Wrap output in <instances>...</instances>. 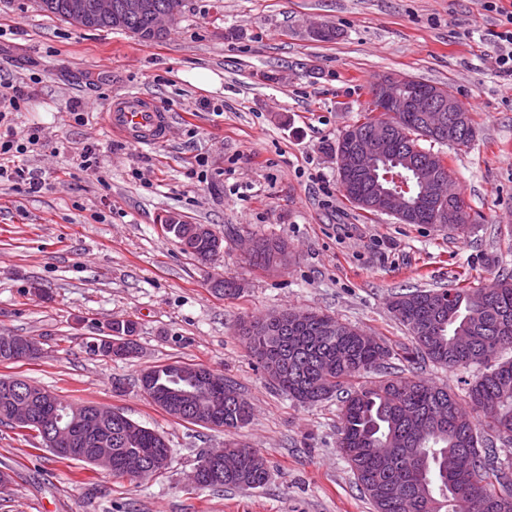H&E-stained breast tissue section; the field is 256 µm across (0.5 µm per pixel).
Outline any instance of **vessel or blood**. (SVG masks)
Here are the masks:
<instances>
[{"label": "vessel or blood", "mask_w": 512, "mask_h": 512, "mask_svg": "<svg viewBox=\"0 0 512 512\" xmlns=\"http://www.w3.org/2000/svg\"><path fill=\"white\" fill-rule=\"evenodd\" d=\"M105 123L112 132L135 146L163 143L172 133L170 115L139 96L114 99L105 112Z\"/></svg>", "instance_id": "b4317fda"}]
</instances>
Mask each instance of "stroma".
<instances>
[{
	"label": "stroma",
	"mask_w": 512,
	"mask_h": 512,
	"mask_svg": "<svg viewBox=\"0 0 512 512\" xmlns=\"http://www.w3.org/2000/svg\"><path fill=\"white\" fill-rule=\"evenodd\" d=\"M320 20L341 37L309 40ZM499 29L484 0H186L170 36L145 43L74 27L36 0H0V80L25 92L0 125L39 133L18 162L43 182L29 194L0 180V334L44 349L0 362V376L118 410L173 450L165 471L129 480L0 425V470L12 477L0 512H373L336 447L339 402L304 406L275 390L239 322L317 310L398 351L411 339L391 294L512 275V76L497 65ZM390 73L469 106L474 140L441 148L471 214L466 234L364 212L340 191L336 141ZM123 94L171 113L168 141L136 147L105 126ZM88 147L97 168L83 166ZM171 212L210 225L223 241L217 264L180 249L161 222ZM259 237L286 240L288 264L252 266L246 247ZM219 278L239 294L215 293ZM117 320L135 322L137 356L90 353L87 341ZM175 362L224 375L253 420L231 436L156 407L138 378ZM231 438L266 455L268 483L197 488L199 454Z\"/></svg>",
	"instance_id": "stroma-1"
}]
</instances>
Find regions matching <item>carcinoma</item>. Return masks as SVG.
I'll use <instances>...</instances> for the list:
<instances>
[{
	"label": "carcinoma",
	"mask_w": 512,
	"mask_h": 512,
	"mask_svg": "<svg viewBox=\"0 0 512 512\" xmlns=\"http://www.w3.org/2000/svg\"><path fill=\"white\" fill-rule=\"evenodd\" d=\"M68 0H38L41 11L68 21ZM87 29L124 31L143 42H157L152 20L144 15L87 18ZM396 131L392 160L416 161L434 150L435 139L417 112H401L388 121ZM169 232L191 256L210 245L195 234L194 225L170 215ZM250 262L263 268L288 263V243L258 238ZM388 308L406 328L411 345L402 349L409 366L430 362L449 370L482 365L484 371L465 381V395L433 385L415 374L392 369L393 352L362 329L330 314L288 310L285 322L269 314L245 322L250 357L269 383L301 404H317L333 396L341 402L337 448L352 471L361 493L375 512H497L498 492L512 494V471L503 467L488 432L512 439V359L494 362L492 350L512 347V276L482 288L415 289L391 296ZM197 364L177 362L152 368L155 389L168 392L177 403L173 417L196 420L184 401L198 396L192 373ZM372 374L370 381L358 378ZM223 387L211 395L224 396L220 406L224 430L248 424L252 406L224 376ZM125 415L112 411L105 429L112 433V475L130 455L147 463L160 461L167 469L172 454L153 431L129 440ZM224 453L238 458L224 469V482L215 488L256 489L267 484L270 468L264 453L234 441Z\"/></svg>",
	"instance_id": "cac0c4a2"
}]
</instances>
